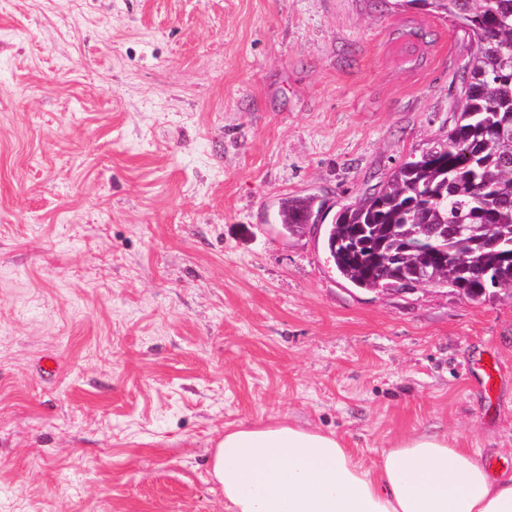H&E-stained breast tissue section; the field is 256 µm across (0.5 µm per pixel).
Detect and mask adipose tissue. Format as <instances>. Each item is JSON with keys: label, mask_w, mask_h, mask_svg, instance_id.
Segmentation results:
<instances>
[{"label": "adipose tissue", "mask_w": 512, "mask_h": 512, "mask_svg": "<svg viewBox=\"0 0 512 512\" xmlns=\"http://www.w3.org/2000/svg\"><path fill=\"white\" fill-rule=\"evenodd\" d=\"M226 512H512V474L417 433L366 465L334 432L287 422L225 430L211 458Z\"/></svg>", "instance_id": "ef3b65f1"}]
</instances>
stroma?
I'll use <instances>...</instances> for the list:
<instances>
[{"label": "stroma", "instance_id": "stroma-1", "mask_svg": "<svg viewBox=\"0 0 512 512\" xmlns=\"http://www.w3.org/2000/svg\"><path fill=\"white\" fill-rule=\"evenodd\" d=\"M468 33L398 0H0V512H225L227 429L512 471V295L288 236L447 135ZM337 203L318 194L295 195L281 198L275 212V224H280L290 236L303 234L312 224H324L330 211Z\"/></svg>", "mask_w": 512, "mask_h": 512}]
</instances>
